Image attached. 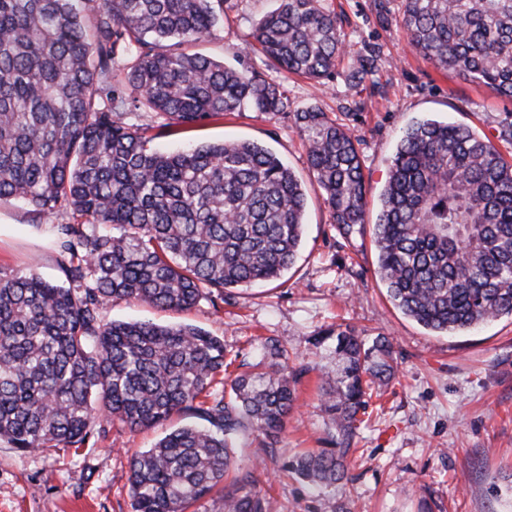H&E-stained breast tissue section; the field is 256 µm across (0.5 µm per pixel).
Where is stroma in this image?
I'll use <instances>...</instances> for the list:
<instances>
[{
	"instance_id": "stroma-1",
	"label": "stroma",
	"mask_w": 512,
	"mask_h": 512,
	"mask_svg": "<svg viewBox=\"0 0 512 512\" xmlns=\"http://www.w3.org/2000/svg\"><path fill=\"white\" fill-rule=\"evenodd\" d=\"M354 49L380 48L376 67L353 91H345L351 62L320 87L298 76L281 78L297 104L315 103L343 123L362 155L375 220L391 157L404 129L422 118L471 127L496 138L512 113V100L454 75H443L420 58L396 24L398 0H328ZM277 0H224V16L200 50L238 69L261 68L250 43L254 24ZM153 146L175 152L190 145L249 139L275 152L307 194L303 243L294 266L279 280L233 290L231 303L201 299L183 313L126 301H105L106 320L191 324L219 337L229 354L249 353L259 336L278 338L306 361L320 362L313 339L337 324L367 336H385L400 370L358 431L353 479L318 491L296 476H281L284 458L321 447L327 425L319 409L320 381L307 376L295 411L280 439V456L268 463L275 480H261L268 512H512V317L502 316L470 331L437 334L405 316L389 300L376 269L370 232L342 240L309 169L305 142L292 115L244 111L169 134L142 114ZM67 212L51 224H75ZM0 271L35 269L60 278L51 224L34 220L30 206L0 200ZM161 429L112 428L107 437L73 452L46 448L22 452L0 439V512H133L129 494L131 456L151 447Z\"/></svg>"
}]
</instances>
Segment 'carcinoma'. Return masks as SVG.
Masks as SVG:
<instances>
[{"label": "carcinoma", "instance_id": "obj_1", "mask_svg": "<svg viewBox=\"0 0 512 512\" xmlns=\"http://www.w3.org/2000/svg\"><path fill=\"white\" fill-rule=\"evenodd\" d=\"M223 12L224 0H0V199L41 219L67 209L84 218L54 225L64 281L0 272V439L79 449L115 426L195 417L131 457L134 512H187L213 492V512H267L258 471L276 458L312 371L333 434L285 469L321 490L347 483L367 397L398 370L386 337L347 324L322 336L335 341L324 365L266 337L260 359L230 376L224 342L202 329L102 316L108 299L170 310L206 294L223 302L295 261L305 192L272 151L224 141L164 154L128 120L148 111L170 131L244 109L288 112L276 79L191 51ZM398 24L434 69L512 99V0H400ZM252 47L265 67L318 84L352 55L324 0H278ZM373 55L357 56L347 90ZM121 58L123 88L112 84ZM293 118L349 241L365 225L360 151L315 106ZM372 238L388 297L419 324L448 334L512 315V162L489 138L433 119L409 127ZM246 429L257 445L243 466L234 448Z\"/></svg>", "mask_w": 512, "mask_h": 512}]
</instances>
